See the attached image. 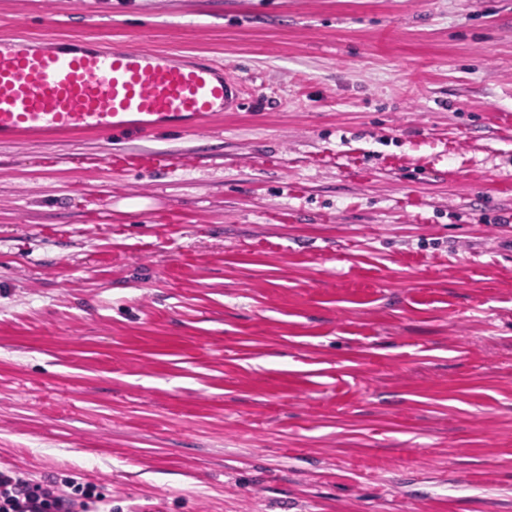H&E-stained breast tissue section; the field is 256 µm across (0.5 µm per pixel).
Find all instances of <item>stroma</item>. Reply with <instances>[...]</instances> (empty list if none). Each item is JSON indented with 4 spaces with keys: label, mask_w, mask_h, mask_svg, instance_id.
<instances>
[{
    "label": "stroma",
    "mask_w": 512,
    "mask_h": 512,
    "mask_svg": "<svg viewBox=\"0 0 512 512\" xmlns=\"http://www.w3.org/2000/svg\"><path fill=\"white\" fill-rule=\"evenodd\" d=\"M15 36L256 102L0 142V468L112 512H512V0H0Z\"/></svg>",
    "instance_id": "1"
}]
</instances>
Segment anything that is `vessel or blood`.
<instances>
[{"instance_id":"b4317fda","label":"vessel or blood","mask_w":512,"mask_h":512,"mask_svg":"<svg viewBox=\"0 0 512 512\" xmlns=\"http://www.w3.org/2000/svg\"><path fill=\"white\" fill-rule=\"evenodd\" d=\"M248 104L228 65L94 38L0 40V141L24 132L193 133Z\"/></svg>"}]
</instances>
